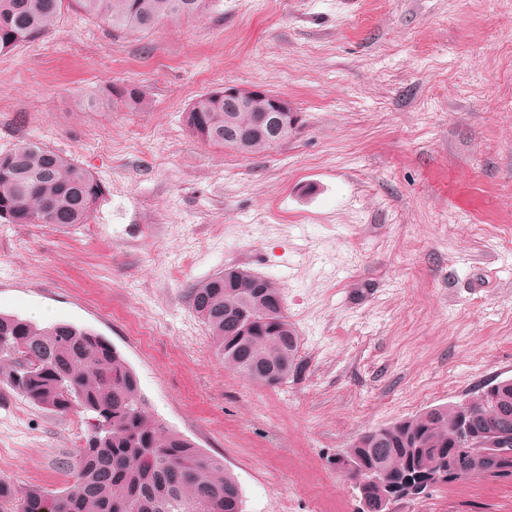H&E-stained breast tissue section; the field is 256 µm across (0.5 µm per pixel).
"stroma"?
I'll return each instance as SVG.
<instances>
[{"label": "stroma", "mask_w": 512, "mask_h": 512, "mask_svg": "<svg viewBox=\"0 0 512 512\" xmlns=\"http://www.w3.org/2000/svg\"><path fill=\"white\" fill-rule=\"evenodd\" d=\"M227 83L287 98L302 127L257 155L192 137L184 111ZM127 84L142 109L113 104ZM29 141L103 196L67 230L0 221V313L106 337L243 512H359L337 453L512 378V0H218L152 32L72 4L0 53V151ZM228 266L283 287L303 367L278 387L216 358L190 307ZM80 420L0 394L8 477L70 488ZM391 512H512V481Z\"/></svg>", "instance_id": "stroma-1"}]
</instances>
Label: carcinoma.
<instances>
[{
    "instance_id": "1",
    "label": "carcinoma",
    "mask_w": 512,
    "mask_h": 512,
    "mask_svg": "<svg viewBox=\"0 0 512 512\" xmlns=\"http://www.w3.org/2000/svg\"><path fill=\"white\" fill-rule=\"evenodd\" d=\"M65 0H0V52L48 33ZM114 29L155 30L164 21L203 15L213 0H78ZM130 110L145 104L135 85L112 87ZM256 112L224 111V95H202L185 112L189 131L206 142L243 152L273 150V135L257 131ZM103 191L95 177L34 142L0 152V219L67 229L88 223ZM189 303L224 364L255 383L281 384L302 366L299 336L288 319L280 284L246 271L224 272L188 289ZM0 388L48 411L78 413L89 423L75 450V484L56 491L18 488L0 477V512H242L240 486L222 463L167 428L147 410L139 380L104 337L68 323L42 327L0 314ZM468 416L477 438L512 440V379L465 399L362 433L336 455V469L356 481L368 506L379 508L392 488L452 468L464 476L511 479L512 469L477 463L461 447Z\"/></svg>"
}]
</instances>
